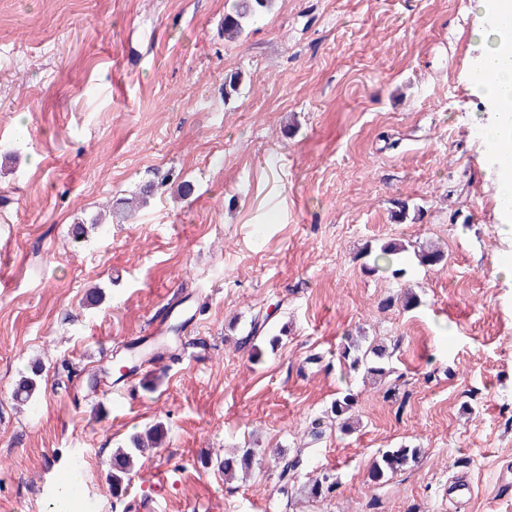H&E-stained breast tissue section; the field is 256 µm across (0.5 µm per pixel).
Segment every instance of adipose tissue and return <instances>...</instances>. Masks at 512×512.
Instances as JSON below:
<instances>
[{
    "mask_svg": "<svg viewBox=\"0 0 512 512\" xmlns=\"http://www.w3.org/2000/svg\"><path fill=\"white\" fill-rule=\"evenodd\" d=\"M478 11L488 25L480 31L483 48L472 91L483 98L491 117L482 125L484 139L492 147L496 166L497 194L501 206V228L512 236V154L497 147L512 142V0H477Z\"/></svg>",
    "mask_w": 512,
    "mask_h": 512,
    "instance_id": "obj_1",
    "label": "adipose tissue"
}]
</instances>
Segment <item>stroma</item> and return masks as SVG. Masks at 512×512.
<instances>
[{"instance_id": "35a3bbf8", "label": "stroma", "mask_w": 512, "mask_h": 512, "mask_svg": "<svg viewBox=\"0 0 512 512\" xmlns=\"http://www.w3.org/2000/svg\"><path fill=\"white\" fill-rule=\"evenodd\" d=\"M474 2L278 0L228 42V0H0V512H47L75 462L91 512H450L461 459L466 512H512L494 491L512 462L498 427L512 239L475 136ZM149 182L135 217L96 225ZM389 242L405 247L402 275L366 272L365 249ZM430 245L446 262L419 265ZM404 288L418 307L396 303ZM174 299L192 316L186 345L150 388L89 397L87 369L156 335ZM258 315L264 334L246 344ZM350 334L386 345L393 375L349 371ZM35 359L41 385L17 405ZM346 390L351 431L324 420ZM317 419L321 437L301 445ZM157 422L164 447L113 500V449ZM244 446L301 457L291 500L273 460L230 481L207 468ZM401 446L417 462L370 482L373 459ZM322 475L334 491L309 497Z\"/></svg>"}]
</instances>
